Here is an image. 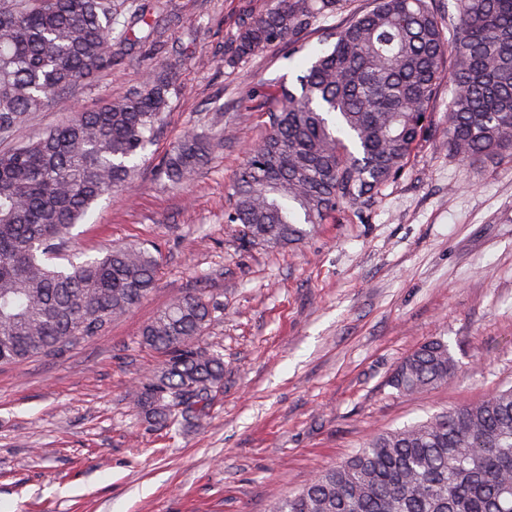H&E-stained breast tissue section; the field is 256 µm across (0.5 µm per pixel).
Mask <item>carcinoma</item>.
<instances>
[{"instance_id": "carcinoma-1", "label": "carcinoma", "mask_w": 512, "mask_h": 512, "mask_svg": "<svg viewBox=\"0 0 512 512\" xmlns=\"http://www.w3.org/2000/svg\"><path fill=\"white\" fill-rule=\"evenodd\" d=\"M343 2L270 0L245 16L230 46V61L283 42L292 44L289 58L303 55L297 86L268 109L269 130L250 149L224 213L252 245H288L345 204L370 206L426 133L445 79L448 149L469 162L512 152V0H455L457 19L446 27L432 0H374L328 47L308 51L297 36ZM153 9L0 0V139L133 46H157ZM178 90L175 72L158 71L144 88L0 151L1 366L102 336L154 290L160 262L147 248L64 262L59 249L99 199L136 175ZM212 147L185 131L161 174L183 182ZM215 313L206 296L190 295L143 326L142 343L164 357L136 388L149 425L191 426L209 415L224 388V355L199 339ZM455 370L448 342L432 339L397 364L389 384L411 394L448 383ZM270 512H512V388L372 434Z\"/></svg>"}]
</instances>
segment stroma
Returning <instances> with one entry per match:
<instances>
[{
	"label": "stroma",
	"mask_w": 512,
	"mask_h": 512,
	"mask_svg": "<svg viewBox=\"0 0 512 512\" xmlns=\"http://www.w3.org/2000/svg\"><path fill=\"white\" fill-rule=\"evenodd\" d=\"M267 6L165 0L160 48L133 49L27 122L34 137L138 90L152 68L178 72L139 177L62 248L145 245L160 258L155 289L104 336L0 367V512H268L370 434L512 387V155L463 162L449 151L447 89L367 211L341 208L285 247L245 245L225 223L267 108L297 75L285 43L224 61L244 15ZM190 128L223 130L224 144L169 185L161 162ZM188 294L217 308L201 341L224 356V389L201 426L158 430L133 406L161 361L140 330ZM438 337L457 364L448 383L391 388L395 366Z\"/></svg>",
	"instance_id": "obj_1"
}]
</instances>
